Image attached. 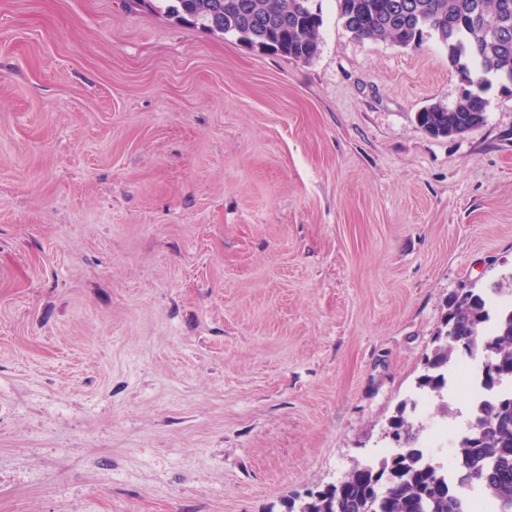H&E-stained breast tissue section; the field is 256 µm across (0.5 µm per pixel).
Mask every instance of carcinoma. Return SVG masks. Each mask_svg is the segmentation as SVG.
I'll return each mask as SVG.
<instances>
[{"instance_id":"obj_1","label":"carcinoma","mask_w":512,"mask_h":512,"mask_svg":"<svg viewBox=\"0 0 512 512\" xmlns=\"http://www.w3.org/2000/svg\"><path fill=\"white\" fill-rule=\"evenodd\" d=\"M345 28L355 37L419 50L434 38L448 63L472 89L450 108L416 113L435 137L462 135L485 120L483 88L493 77L512 85V0H339ZM165 13L181 24L233 35L262 52L313 58L323 20L311 0H167ZM425 357L418 387L443 397L459 357L480 356L482 387L499 395L473 404L456 451L458 484L476 486L481 501L463 503L448 475L423 448V427L403 411L389 420L397 451L378 465H356L344 478L309 492L299 512H512V273L487 287L448 298V315Z\"/></svg>"}]
</instances>
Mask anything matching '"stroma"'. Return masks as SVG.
<instances>
[{
  "instance_id": "35a3bbf8",
  "label": "stroma",
  "mask_w": 512,
  "mask_h": 512,
  "mask_svg": "<svg viewBox=\"0 0 512 512\" xmlns=\"http://www.w3.org/2000/svg\"><path fill=\"white\" fill-rule=\"evenodd\" d=\"M310 60L126 0H0V512H283L379 462L450 295L512 272V94L446 49Z\"/></svg>"
}]
</instances>
